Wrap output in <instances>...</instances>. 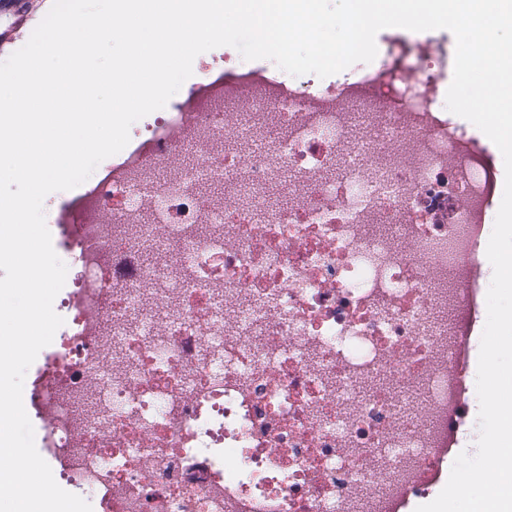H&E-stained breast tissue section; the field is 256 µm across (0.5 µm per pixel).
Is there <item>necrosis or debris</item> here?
<instances>
[{
    "label": "necrosis or debris",
    "mask_w": 512,
    "mask_h": 512,
    "mask_svg": "<svg viewBox=\"0 0 512 512\" xmlns=\"http://www.w3.org/2000/svg\"><path fill=\"white\" fill-rule=\"evenodd\" d=\"M403 72L206 68L47 211L77 273L23 401L95 512H406L447 476L501 179L448 119L444 59ZM172 242L178 273L143 261Z\"/></svg>",
    "instance_id": "1"
}]
</instances>
